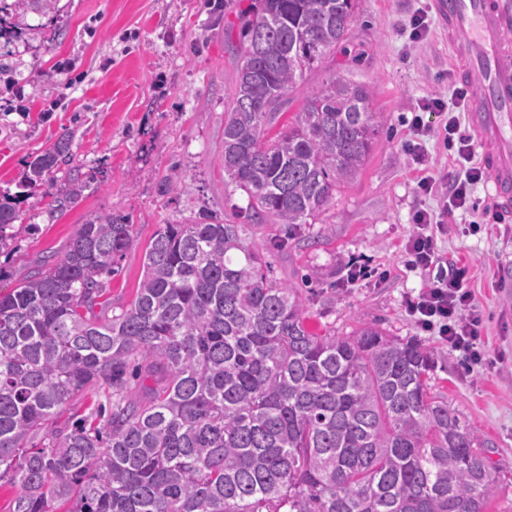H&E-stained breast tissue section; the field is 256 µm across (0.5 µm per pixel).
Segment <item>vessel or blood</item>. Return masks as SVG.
<instances>
[{
    "label": "vessel or blood",
    "instance_id": "1",
    "mask_svg": "<svg viewBox=\"0 0 512 512\" xmlns=\"http://www.w3.org/2000/svg\"><path fill=\"white\" fill-rule=\"evenodd\" d=\"M448 40L465 56L462 80L471 99L467 125L483 148L488 194L512 220V0H434Z\"/></svg>",
    "mask_w": 512,
    "mask_h": 512
}]
</instances>
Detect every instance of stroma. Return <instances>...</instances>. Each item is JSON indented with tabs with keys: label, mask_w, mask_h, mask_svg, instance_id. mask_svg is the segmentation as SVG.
I'll return each instance as SVG.
<instances>
[{
	"label": "stroma",
	"mask_w": 512,
	"mask_h": 512,
	"mask_svg": "<svg viewBox=\"0 0 512 512\" xmlns=\"http://www.w3.org/2000/svg\"><path fill=\"white\" fill-rule=\"evenodd\" d=\"M251 3L60 0L57 10L27 13L22 33L0 50V195L23 224L0 249V293L38 263L59 258L80 224L114 213L133 224L138 240L110 283L116 311L135 298L144 251L160 225L203 212L234 220L247 196L224 185V99L237 76L238 14ZM420 9L429 28L416 44L409 20ZM431 9L432 0H357L346 40L289 92L278 124L294 121L306 96L340 74L370 90L375 143L314 223L292 234L281 224H254L248 237L275 277L299 288L312 332L346 336L377 324L432 351L434 391L488 446L497 492L487 512H512V222L494 223L485 185L436 234L440 254L468 271L466 286L483 318L485 365L466 372L406 312L426 280L404 251L412 217L441 206L416 183L456 169L435 133L421 138L424 161L403 150L418 99L450 97L459 82ZM67 131L74 134L70 154L53 180L21 192L27 162ZM71 178L88 187L65 204ZM353 268L361 272L355 281L348 278Z\"/></svg>",
	"instance_id": "obj_1"
}]
</instances>
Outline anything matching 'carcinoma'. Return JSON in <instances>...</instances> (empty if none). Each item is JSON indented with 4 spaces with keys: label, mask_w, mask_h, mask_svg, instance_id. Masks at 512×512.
I'll list each match as a JSON object with an SVG mask.
<instances>
[{
    "label": "carcinoma",
    "mask_w": 512,
    "mask_h": 512,
    "mask_svg": "<svg viewBox=\"0 0 512 512\" xmlns=\"http://www.w3.org/2000/svg\"><path fill=\"white\" fill-rule=\"evenodd\" d=\"M57 0H13L18 22ZM356 0H255L224 105V184L241 224L160 226L136 298L110 316L133 225H79L65 253L0 294V483L10 512H486L485 444L432 391L431 352L362 325L310 331L298 288L270 274L249 224L293 231L353 177L377 133L370 91L341 75L269 137L285 96L334 51ZM72 135L28 163L49 180ZM19 214L0 203V246ZM141 387L144 396L132 397ZM91 389L109 408L62 427Z\"/></svg>",
    "instance_id": "1"
}]
</instances>
